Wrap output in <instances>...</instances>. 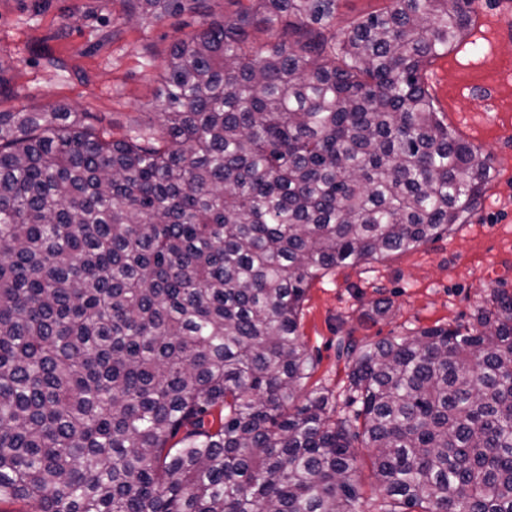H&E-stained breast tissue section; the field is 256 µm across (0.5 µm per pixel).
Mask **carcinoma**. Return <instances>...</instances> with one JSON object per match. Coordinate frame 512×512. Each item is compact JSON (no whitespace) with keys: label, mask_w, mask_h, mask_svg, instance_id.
I'll return each instance as SVG.
<instances>
[{"label":"carcinoma","mask_w":512,"mask_h":512,"mask_svg":"<svg viewBox=\"0 0 512 512\" xmlns=\"http://www.w3.org/2000/svg\"><path fill=\"white\" fill-rule=\"evenodd\" d=\"M119 2L209 21L120 138L0 112V504L366 512L359 442L374 512H512V293L347 342L353 418L304 392L311 281L450 232L489 185L421 75L474 0H389L339 33L337 0ZM356 446L357 448L355 449L358 454V458L361 460L358 480L362 486L365 497L375 499L379 497V493L375 487V480L370 468L369 455L371 453V449L364 448L360 443H356Z\"/></svg>","instance_id":"cac0c4a2"}]
</instances>
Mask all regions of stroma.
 I'll list each match as a JSON object with an SVG mask.
<instances>
[{
	"mask_svg": "<svg viewBox=\"0 0 512 512\" xmlns=\"http://www.w3.org/2000/svg\"><path fill=\"white\" fill-rule=\"evenodd\" d=\"M0 0V78L11 93L0 112L64 106L104 112L121 137L158 111L161 71L170 45L199 30L187 11L159 21L106 31L121 12L118 0ZM475 22L448 52L432 58L422 78L437 111L456 134L491 154L492 180L466 223L405 252L352 263L314 280L300 315L302 340L315 361L306 391H326L347 413V357L338 346L364 345L421 328L466 323L496 289L512 292V0H474ZM58 58L59 69L47 65ZM392 303L377 321L364 319L372 302Z\"/></svg>",
	"mask_w": 512,
	"mask_h": 512,
	"instance_id": "35a3bbf8",
	"label": "stroma"
}]
</instances>
